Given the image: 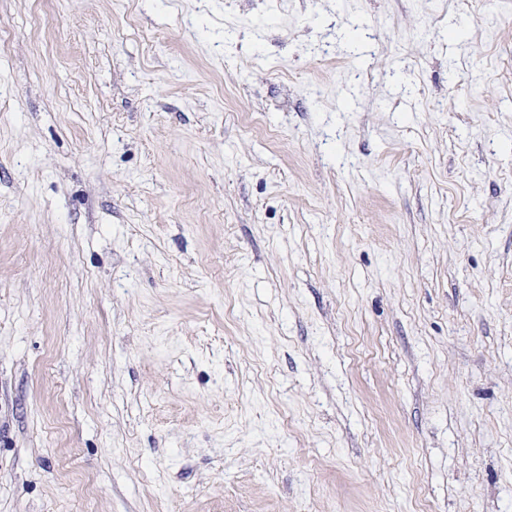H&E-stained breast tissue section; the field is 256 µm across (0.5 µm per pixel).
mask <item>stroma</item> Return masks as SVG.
<instances>
[{
	"instance_id": "stroma-1",
	"label": "stroma",
	"mask_w": 512,
	"mask_h": 512,
	"mask_svg": "<svg viewBox=\"0 0 512 512\" xmlns=\"http://www.w3.org/2000/svg\"><path fill=\"white\" fill-rule=\"evenodd\" d=\"M0 512H512V0H0Z\"/></svg>"
}]
</instances>
